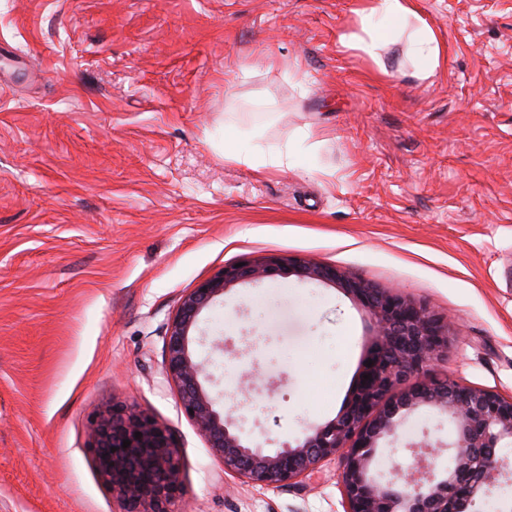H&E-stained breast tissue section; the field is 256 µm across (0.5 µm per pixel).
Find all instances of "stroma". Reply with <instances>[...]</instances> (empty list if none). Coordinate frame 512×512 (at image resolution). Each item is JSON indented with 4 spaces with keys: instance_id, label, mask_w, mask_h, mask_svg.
Listing matches in <instances>:
<instances>
[{
    "instance_id": "1",
    "label": "stroma",
    "mask_w": 512,
    "mask_h": 512,
    "mask_svg": "<svg viewBox=\"0 0 512 512\" xmlns=\"http://www.w3.org/2000/svg\"><path fill=\"white\" fill-rule=\"evenodd\" d=\"M443 47L380 63L341 44L359 0H0V512H115L89 445L114 401L167 426L179 512H344L341 467L262 488L181 412L164 336L225 264L305 257L450 317L434 375L512 396V0H416ZM318 150L225 161L240 133ZM191 349L267 450L336 417L371 338L330 286L227 292ZM226 340L225 351L212 342ZM452 439L422 409L379 450ZM309 134L301 131L298 138L284 146L265 145L260 141L253 142L246 149L236 146H224V159L228 162L246 165L254 170L278 169L294 167L297 158L302 154H311L319 146L318 142L308 143Z\"/></svg>"
}]
</instances>
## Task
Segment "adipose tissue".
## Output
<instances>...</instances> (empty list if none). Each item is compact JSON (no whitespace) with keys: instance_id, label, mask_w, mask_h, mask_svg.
<instances>
[{"instance_id":"adipose-tissue-1","label":"adipose tissue","mask_w":512,"mask_h":512,"mask_svg":"<svg viewBox=\"0 0 512 512\" xmlns=\"http://www.w3.org/2000/svg\"><path fill=\"white\" fill-rule=\"evenodd\" d=\"M360 33L346 37L348 47L362 52L372 62H379L382 43L395 32L412 27L411 49L415 57V73L422 78L435 74L441 56L440 44L426 21H423L414 0H364L359 12ZM316 144L310 143L308 133H300L293 142L283 146L253 142L248 148L228 146L224 159L252 169L293 168L297 158L314 153Z\"/></svg>"}]
</instances>
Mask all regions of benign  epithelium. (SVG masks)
<instances>
[{"label":"benign epithelium","mask_w":512,"mask_h":512,"mask_svg":"<svg viewBox=\"0 0 512 512\" xmlns=\"http://www.w3.org/2000/svg\"><path fill=\"white\" fill-rule=\"evenodd\" d=\"M275 275L340 289L367 317L373 339L372 365L362 366L336 417L270 453L243 437L245 417L233 416L236 407L216 410V397L201 382L203 366L191 343L203 310L238 285ZM447 353L448 318L427 306L353 279L335 266L275 255L246 260L241 267L224 265L183 296L165 334L167 378L176 388L180 410L225 471L255 486L282 488L337 459L345 512H467L476 498L499 485L507 463L484 449L512 441V397L434 377L431 365ZM419 408L454 424L452 467L438 473L441 449L425 433L414 444V465L405 471L395 468L388 477L375 473L380 440L395 435ZM137 432L142 436L135 437ZM125 440L130 445L124 449ZM90 442L119 512H177L184 492L182 461L166 427L147 411L135 404L105 406L91 422ZM111 446L118 451L102 452Z\"/></svg>","instance_id":"obj_1"}]
</instances>
